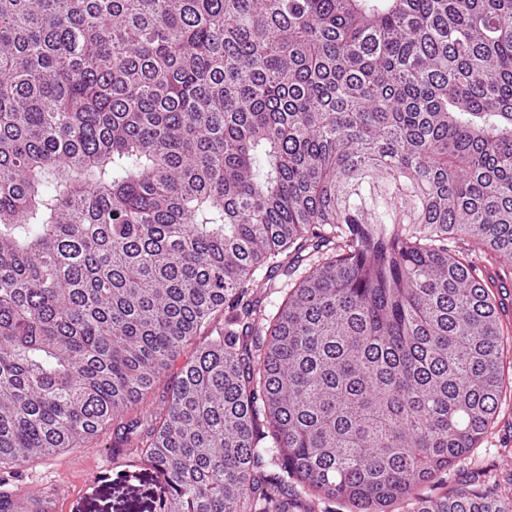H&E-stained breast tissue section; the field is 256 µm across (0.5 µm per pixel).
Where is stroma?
I'll return each mask as SVG.
<instances>
[{"label":"stroma","mask_w":512,"mask_h":512,"mask_svg":"<svg viewBox=\"0 0 512 512\" xmlns=\"http://www.w3.org/2000/svg\"><path fill=\"white\" fill-rule=\"evenodd\" d=\"M113 441L107 428L87 446L33 456L20 473L0 468V490L22 486L36 493L60 483L67 490L62 512H150L161 493L158 484L147 471L123 478L109 458ZM475 472L486 474L499 488L512 489V395L501 399L478 448L426 486L425 492L432 497L445 495Z\"/></svg>","instance_id":"35a3bbf8"}]
</instances>
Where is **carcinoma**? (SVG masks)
<instances>
[{
	"label": "carcinoma",
	"mask_w": 512,
	"mask_h": 512,
	"mask_svg": "<svg viewBox=\"0 0 512 512\" xmlns=\"http://www.w3.org/2000/svg\"><path fill=\"white\" fill-rule=\"evenodd\" d=\"M461 241L512 259V0H0V467L110 424L161 512H512L422 493L512 392ZM203 341V336H197L195 343L188 345L178 360L161 376L151 390L148 397V404L142 408L144 415H147L152 406L159 402L158 396L162 395L163 388L169 381H173L179 373L181 366L194 355L196 346Z\"/></svg>",
	"instance_id": "1"
}]
</instances>
